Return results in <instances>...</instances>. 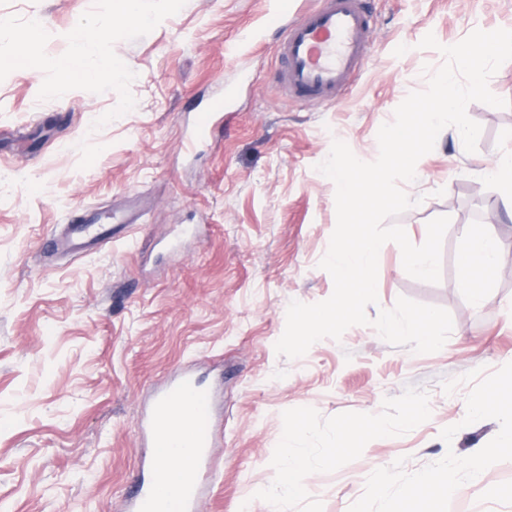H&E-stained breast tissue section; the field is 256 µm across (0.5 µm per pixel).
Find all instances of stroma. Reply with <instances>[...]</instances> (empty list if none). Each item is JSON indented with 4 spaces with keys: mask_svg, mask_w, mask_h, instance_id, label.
Wrapping results in <instances>:
<instances>
[{
    "mask_svg": "<svg viewBox=\"0 0 512 512\" xmlns=\"http://www.w3.org/2000/svg\"><path fill=\"white\" fill-rule=\"evenodd\" d=\"M308 4L186 0L150 33L117 41L136 106L96 131L115 91L42 101L40 70L0 81V512H124L154 455L136 424L187 368L217 391L215 474L199 512H428L415 497L425 474L454 483L440 512H512V447L501 440L512 427V213L485 173L512 149V61L489 80L509 107H467L482 127L476 152L448 128L402 185L415 204L396 221L413 244L430 220L450 219L440 281L408 276L395 243L378 257L369 318L401 296L444 308L445 345L417 354L355 325L297 359L275 351L289 303L334 288L319 262L336 226L335 185L317 164L337 139L374 161L381 125L426 88L423 67L443 62L423 37L450 46L477 28L512 30V0H364L367 57L335 103L280 87L268 20ZM92 6L0 0V17L40 21L57 57ZM219 97L213 134L196 136L198 112ZM115 216L131 223L104 248L75 259L49 247L77 220ZM487 229L502 254L476 301L455 265L468 231ZM477 398L486 406L474 412ZM345 424L360 426L357 448L336 447ZM292 456L309 479L287 505ZM380 470L383 497L371 492Z\"/></svg>",
    "mask_w": 512,
    "mask_h": 512,
    "instance_id": "1",
    "label": "stroma"
}]
</instances>
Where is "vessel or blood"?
Listing matches in <instances>:
<instances>
[{"instance_id":"vessel-or-blood-1","label":"vessel or blood","mask_w":512,"mask_h":512,"mask_svg":"<svg viewBox=\"0 0 512 512\" xmlns=\"http://www.w3.org/2000/svg\"><path fill=\"white\" fill-rule=\"evenodd\" d=\"M269 23L282 29L275 51L283 89L297 99L332 101L364 59L372 21L363 0H315L296 20L286 23L275 15ZM111 240L112 230L106 225L83 224L72 228L63 244L70 251L83 252ZM211 401V394L200 391L188 371L159 391L145 426L157 448L168 439H188L192 449L188 487L179 500L162 498L160 489L171 476L159 465H150L141 473L129 512H194L212 446Z\"/></svg>"}]
</instances>
